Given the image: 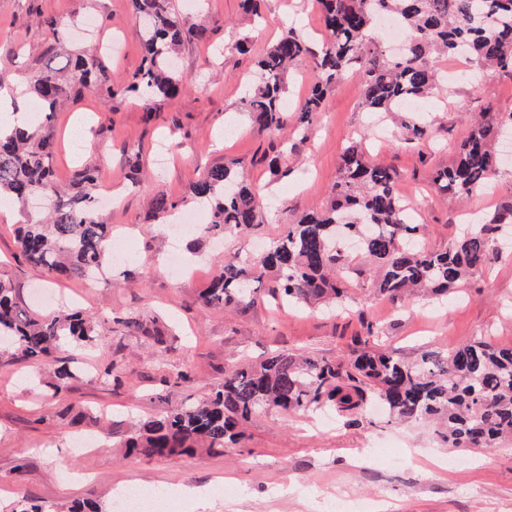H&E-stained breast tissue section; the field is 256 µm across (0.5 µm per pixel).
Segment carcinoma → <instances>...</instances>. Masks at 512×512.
Returning <instances> with one entry per match:
<instances>
[{"label":"carcinoma","mask_w":512,"mask_h":512,"mask_svg":"<svg viewBox=\"0 0 512 512\" xmlns=\"http://www.w3.org/2000/svg\"><path fill=\"white\" fill-rule=\"evenodd\" d=\"M143 25V59L127 79L114 83L97 46L75 56L66 52L65 26L53 15L38 24L48 35L43 65L25 76L26 93L42 108L39 123L27 122L9 135L0 134V198L25 205L34 195L49 198L41 212L26 215L17 241L25 261L51 281H85L111 263L112 225L99 212L97 170L75 174L71 191L55 177L56 146L51 124L61 103L92 88L107 95L129 93L145 108L155 109L188 88L190 80L176 63L181 48L200 40L203 23H190L176 0H128ZM326 34L318 44L285 26L256 62V78L244 89L243 105L257 130L274 135L293 122L305 129L322 111L331 86L344 75L358 77L361 105L373 113L395 112L405 101L424 102L446 91L436 59L462 58L492 76L512 72V0H319ZM391 15L407 31L402 53L390 56L370 37L377 18ZM302 68L312 78L308 95L294 108L285 104V77ZM512 124L484 112L454 162L436 171L435 193L465 197L496 174L494 145ZM240 163L206 169L190 188V199L210 209L209 222L189 244L196 251L208 238L240 234L261 223L264 192L247 183ZM341 175L326 207L286 224L265 256L243 260L229 256L207 288L198 294L206 307L231 312L253 300L263 283L281 305L327 304L338 312L356 300L352 274L370 273L373 292L392 302L425 290L436 299L486 266L492 244L512 223V202L458 232L442 250L419 245L426 234L396 188L391 168L365 161L362 142L341 155ZM186 200L154 193L149 200L155 221L166 222ZM361 239L368 266L359 269L343 239ZM361 348L351 356L327 359L281 351L256 364L234 365L224 382L200 401L175 408L134 425L125 447L143 457L191 454L198 448L240 445L245 423L263 410L314 413L334 410L347 427H360L367 405L382 407L392 420L432 422L450 448H498L512 438V347L500 348L480 336L446 354L431 352L417 363L393 356L380 344L376 324H362ZM6 340L28 362H43L54 353L104 343L96 320L64 308L43 316L15 298L12 282L0 277V342ZM76 370L61 365L44 390L57 397L72 389Z\"/></svg>","instance_id":"carcinoma-1"}]
</instances>
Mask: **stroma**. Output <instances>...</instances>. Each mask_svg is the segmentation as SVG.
<instances>
[{"instance_id": "obj_1", "label": "stroma", "mask_w": 512, "mask_h": 512, "mask_svg": "<svg viewBox=\"0 0 512 512\" xmlns=\"http://www.w3.org/2000/svg\"><path fill=\"white\" fill-rule=\"evenodd\" d=\"M182 12L201 17L204 40L182 51L179 67L192 86L161 108L146 111L128 95L92 91L66 102L54 122L56 173L69 185L88 162L96 163L102 185L120 202L105 213L123 238L128 263L95 285L53 282L19 257L15 223L0 213V276L10 279L21 305L46 314L55 311L49 294H65L69 304L100 321L107 332L92 351H69L77 378L67 395L50 398L42 382L53 364L0 360V505L29 498L67 512L76 501L110 507L118 486L181 485L170 512H330L337 494H356L365 512H512V444L484 451L445 447L426 424L387 421L345 427L332 415L260 412L248 424L239 446L199 449L195 454L147 459L127 454L123 440L133 421L146 419L204 397L232 365L255 362L276 351H308L333 358L348 353L362 334V320L380 328L396 356L412 362L427 352H447L477 336L512 346V244L449 294L444 306L413 297L400 304L370 295L368 277L354 279L358 302L349 316L336 318L309 307L279 308L265 295L226 314L196 300L211 279L219 256L260 251L281 225L322 210L340 175L339 153L353 135L369 132L370 160L391 166L400 193L412 195L415 216L426 224L427 248L447 247L462 216L481 218L512 201V158L487 191L458 199L433 193L428 183L448 167L470 131V115L512 114V73L501 72L474 85H452L433 99L428 112L362 110L358 79L345 75L327 94L325 106L307 130L288 127L276 136L253 129L241 98L253 63L274 42L280 24L317 39L323 31L315 0H265L268 23L248 28L239 0H178ZM40 9L73 25V48L86 42L83 31L113 43L118 51L108 66L115 80L130 77L142 63V33L128 0H0V73L24 76L40 66L48 41L32 11ZM249 34L248 53L235 48ZM88 119L96 154L86 156L79 119ZM431 123L421 145L404 143V125ZM140 152L146 174L142 186L126 178L125 144ZM286 152L288 174L278 177L267 159ZM243 162L249 178L270 187L260 225L206 246V271L175 278L160 261L167 238L147 216L155 192L180 199L210 166ZM158 321L171 331L164 345L124 320ZM112 366L118 384H103L99 372ZM188 370L191 379L177 382ZM92 442L77 450L76 438Z\"/></svg>"}]
</instances>
